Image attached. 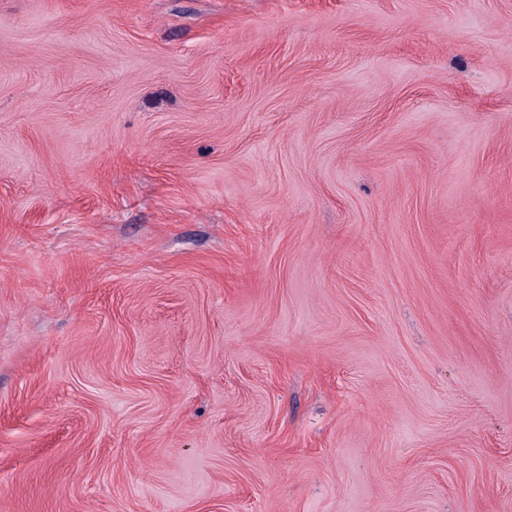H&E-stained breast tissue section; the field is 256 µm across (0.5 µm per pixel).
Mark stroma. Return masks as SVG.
I'll list each match as a JSON object with an SVG mask.
<instances>
[{
    "instance_id": "35a3bbf8",
    "label": "stroma",
    "mask_w": 512,
    "mask_h": 512,
    "mask_svg": "<svg viewBox=\"0 0 512 512\" xmlns=\"http://www.w3.org/2000/svg\"><path fill=\"white\" fill-rule=\"evenodd\" d=\"M0 512H512V0H0Z\"/></svg>"
}]
</instances>
